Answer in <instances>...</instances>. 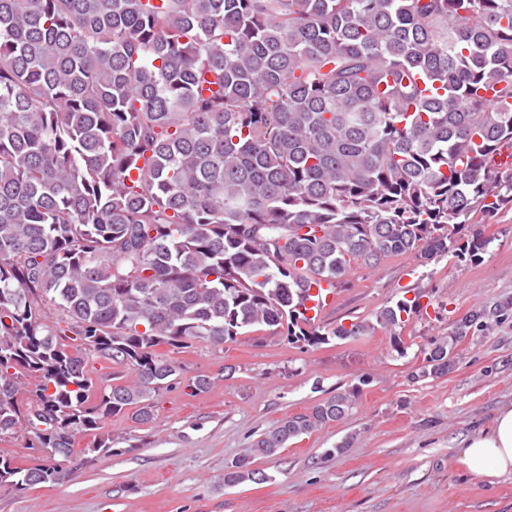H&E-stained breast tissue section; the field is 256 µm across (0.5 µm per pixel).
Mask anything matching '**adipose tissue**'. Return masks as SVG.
I'll list each match as a JSON object with an SVG mask.
<instances>
[{"instance_id": "1", "label": "adipose tissue", "mask_w": 512, "mask_h": 512, "mask_svg": "<svg viewBox=\"0 0 512 512\" xmlns=\"http://www.w3.org/2000/svg\"><path fill=\"white\" fill-rule=\"evenodd\" d=\"M458 462L467 472L490 482L512 476V405L498 411L489 430L466 441Z\"/></svg>"}]
</instances>
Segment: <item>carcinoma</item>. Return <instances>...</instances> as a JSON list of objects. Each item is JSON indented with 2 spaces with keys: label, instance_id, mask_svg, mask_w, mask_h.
Masks as SVG:
<instances>
[{
  "label": "carcinoma",
  "instance_id": "cac0c4a2",
  "mask_svg": "<svg viewBox=\"0 0 512 512\" xmlns=\"http://www.w3.org/2000/svg\"><path fill=\"white\" fill-rule=\"evenodd\" d=\"M507 144L512 0H0V438L24 429L36 454H0V487L69 479L79 434L112 452L106 417L150 424L183 372L163 347L381 327L404 354L419 298L329 328L307 315L321 282L391 255L483 260L477 217L512 207ZM479 318L411 379L447 374ZM95 359L134 379L94 388ZM360 393L277 421L224 485L261 483L255 457Z\"/></svg>",
  "mask_w": 512,
  "mask_h": 512
}]
</instances>
